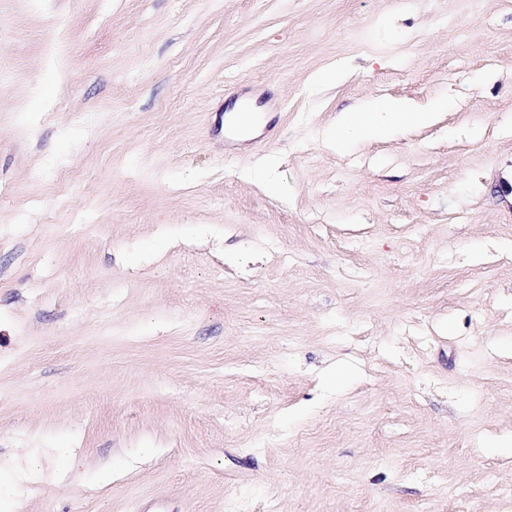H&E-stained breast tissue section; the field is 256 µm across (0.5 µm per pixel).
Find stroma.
<instances>
[{"label": "stroma", "mask_w": 512, "mask_h": 512, "mask_svg": "<svg viewBox=\"0 0 512 512\" xmlns=\"http://www.w3.org/2000/svg\"><path fill=\"white\" fill-rule=\"evenodd\" d=\"M382 98L444 108L331 143ZM0 460L23 512H512V0H0Z\"/></svg>", "instance_id": "obj_1"}]
</instances>
